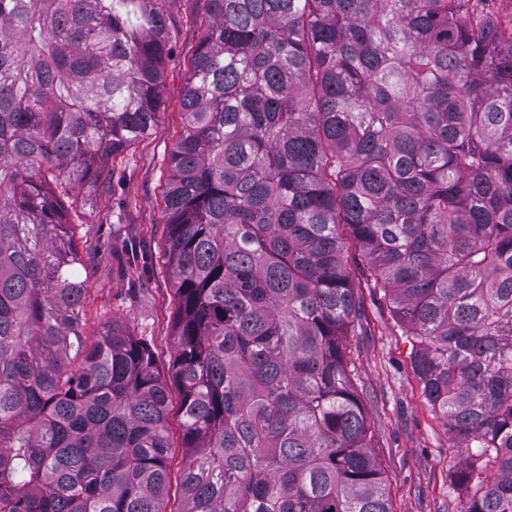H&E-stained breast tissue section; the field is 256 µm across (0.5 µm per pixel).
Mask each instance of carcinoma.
Returning <instances> with one entry per match:
<instances>
[{"label": "carcinoma", "instance_id": "1", "mask_svg": "<svg viewBox=\"0 0 512 512\" xmlns=\"http://www.w3.org/2000/svg\"><path fill=\"white\" fill-rule=\"evenodd\" d=\"M164 2L0 0V512H392L351 246L469 459L460 512H512V27L206 0L163 192L173 494L168 379L116 321L87 345L76 240L161 105ZM170 411L168 415V433L173 448L169 452V468L171 478V493L176 491V479L184 463L183 448H181V414L179 404V392L177 387L170 380Z\"/></svg>", "mask_w": 512, "mask_h": 512}]
</instances>
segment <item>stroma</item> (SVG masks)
<instances>
[{
	"label": "stroma",
	"instance_id": "obj_1",
	"mask_svg": "<svg viewBox=\"0 0 512 512\" xmlns=\"http://www.w3.org/2000/svg\"><path fill=\"white\" fill-rule=\"evenodd\" d=\"M169 54L162 104L151 133L113 156L112 189L87 208L77 233L89 253L84 333L123 323L154 353L161 374L174 358L177 299L164 263L162 191L168 157L182 134L180 95L205 20L203 0H166ZM363 312L346 346L386 475L393 512H458L455 472L465 455L426 402L410 363V344L388 305L362 289Z\"/></svg>",
	"mask_w": 512,
	"mask_h": 512
}]
</instances>
